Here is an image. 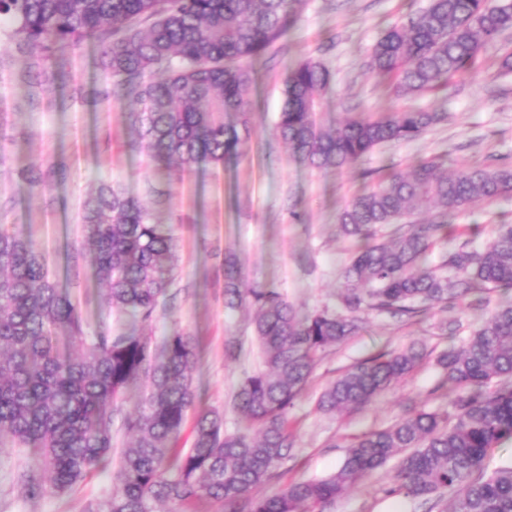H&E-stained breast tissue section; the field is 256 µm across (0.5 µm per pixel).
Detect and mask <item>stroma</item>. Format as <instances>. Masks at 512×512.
<instances>
[{"instance_id":"1","label":"stroma","mask_w":512,"mask_h":512,"mask_svg":"<svg viewBox=\"0 0 512 512\" xmlns=\"http://www.w3.org/2000/svg\"><path fill=\"white\" fill-rule=\"evenodd\" d=\"M427 0H306L288 36L260 60L248 115L250 133L236 156L215 166L187 171L162 168L132 146L127 118L130 102L100 98L109 81L98 50L88 40L52 58L50 82L31 87L23 75L28 59L8 38L12 24L0 19V223L31 241L59 288L79 306L90 329L120 330L125 322L112 311L106 289L90 267L87 236L80 222L82 203L99 181L120 185L170 229L178 270L171 311L158 312L138 334L160 341L173 327L194 336L198 356L193 384L198 407L224 414L226 431L251 424L233 403L244 372L262 369L254 333L255 307H227L224 267L234 261L250 286L273 287L304 316L338 309L343 273L358 241L343 236L339 211L373 184L375 174L409 172L418 161L437 159L447 172L476 165H512V73L499 70L503 44L512 29L488 44L474 70L457 75L438 93L395 96L378 86L365 61L386 28L425 6ZM326 63L336 75V94L322 114L326 127L349 117L376 118L406 109L445 113L440 124L413 141L377 146L355 164L318 170L296 160L278 137L275 124L283 100L286 64L305 59ZM64 164V177L31 186L21 169L47 170ZM457 234L473 224L491 232L512 224V197L483 201L452 219ZM497 290L480 309L459 301L433 308L419 320L389 313H365L363 331L328 347L317 362L302 398L289 413L294 446L276 476L255 488L267 496L293 480L325 477L340 466L356 437L388 427L420 409L449 413L457 397L443 387L437 356L461 347L494 305L511 298ZM460 326L456 336L442 323ZM426 358L405 380L370 406L336 415L318 410L323 389L362 358L408 345ZM114 448L104 465L71 490L29 497L19 474L32 464L31 451L0 447V512H85L89 502L116 487L120 457L130 437L121 421L112 425ZM396 460L348 488L324 512H444L448 496L405 498L388 488Z\"/></svg>"}]
</instances>
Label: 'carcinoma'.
Returning <instances> with one entry per match:
<instances>
[{"label": "carcinoma", "mask_w": 512, "mask_h": 512, "mask_svg": "<svg viewBox=\"0 0 512 512\" xmlns=\"http://www.w3.org/2000/svg\"><path fill=\"white\" fill-rule=\"evenodd\" d=\"M305 0H0L12 22L9 38L31 54L29 69L46 72L55 52L89 39L112 78L103 100H128L135 146L157 163L189 168L220 165L241 141L233 112L247 123L252 72L246 63L288 36ZM512 28V0H429L406 21L387 28L366 68L397 96L436 92L472 69L481 49ZM334 93L323 62L286 67L276 131L300 162L321 170L351 165L372 148L420 137L442 120L438 112L404 110L378 119H351L332 129L321 121ZM512 194V166H474L448 176L432 162L409 176L391 171L340 211L341 232L364 242L344 271V312L301 317L275 288H248L227 263L224 297L233 307L251 299L255 335L265 367L246 375L236 406L257 434L224 432V415L198 414L191 448L173 440L194 407L192 369L197 344L174 328L160 345L135 332L89 330L78 305L60 293L42 256L23 236L0 225V445L33 449L40 469L23 475L28 493L64 492L99 469L112 453L116 402L141 381L147 390L124 417L133 443L124 450L118 489L87 512H159L165 501L183 507L202 501L249 512H323L350 484L402 458L391 492L421 498L451 491L448 512H512V466L482 475L487 450L512 438V300L497 304L466 344L442 354V384L459 391L453 422L421 410L365 434L349 446L332 475L284 485L249 499L288 458L293 436L288 414L315 367L317 354L362 329L367 310L410 319L437 305L512 288V224H499L491 240L459 243L454 225L407 220L413 206L448 216L485 200ZM90 261L108 285L113 310L151 323L166 305L176 268L173 236L150 211L110 182L84 203ZM392 225L390 238L378 229ZM448 250L431 258L433 246ZM66 330L80 348L58 351L54 332ZM411 344L370 355L347 369L320 395L325 413L365 408L422 362Z\"/></svg>", "instance_id": "carcinoma-1"}]
</instances>
